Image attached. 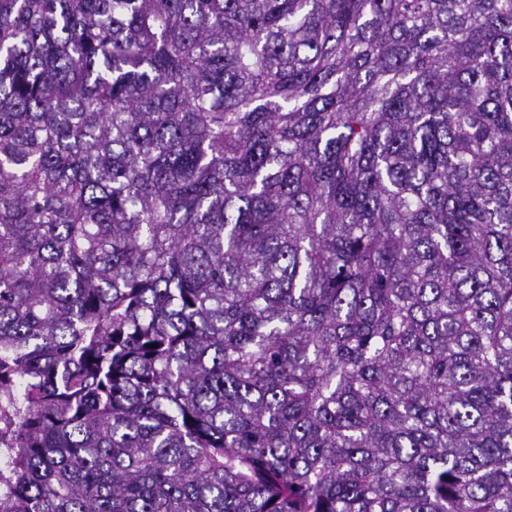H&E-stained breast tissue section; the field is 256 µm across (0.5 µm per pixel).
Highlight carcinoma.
Listing matches in <instances>:
<instances>
[{"mask_svg":"<svg viewBox=\"0 0 512 512\" xmlns=\"http://www.w3.org/2000/svg\"><path fill=\"white\" fill-rule=\"evenodd\" d=\"M0 512H512V0H0Z\"/></svg>","mask_w":512,"mask_h":512,"instance_id":"cac0c4a2","label":"carcinoma"}]
</instances>
